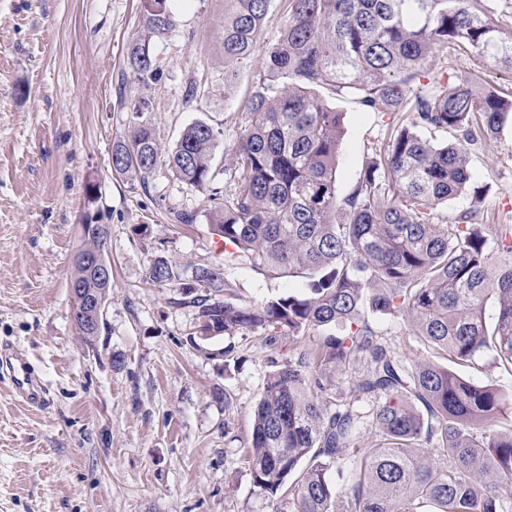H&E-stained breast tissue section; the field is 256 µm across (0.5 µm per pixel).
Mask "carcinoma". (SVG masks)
Segmentation results:
<instances>
[{"label":"carcinoma","mask_w":512,"mask_h":512,"mask_svg":"<svg viewBox=\"0 0 512 512\" xmlns=\"http://www.w3.org/2000/svg\"><path fill=\"white\" fill-rule=\"evenodd\" d=\"M168 2L143 9L145 35L129 48L140 81L159 76L149 44L175 26ZM270 6L227 0L224 85L254 59ZM493 13L490 0H288V22L266 42L245 126L224 155L232 189L209 220L225 260L244 259L270 279L301 273L310 295L241 305L218 265L192 269L205 272L192 294L168 258L148 267L151 282L175 289V304L203 315L219 307L195 336L280 328L297 340L323 331L298 356L274 363L254 409V487L271 500L287 491L291 512H335L340 496L345 512H512V429L498 428L501 394L431 360L404 365L370 321L400 317L448 362L471 366L490 353L512 374V226L477 222L475 207L452 224L436 213L450 199L484 194L470 152L512 121V88L489 87L477 75L421 82L447 49L512 71V26ZM321 88L390 115L342 196L344 113L317 94ZM148 109L145 101L133 106L130 141L112 147V167L143 181L163 155ZM424 128L456 132L457 142L428 141ZM217 147L215 129L196 122L165 164L203 189ZM358 361L364 369L348 396L329 404L331 375ZM367 422L372 436L364 441ZM347 454L354 467L338 487L328 472Z\"/></svg>","instance_id":"obj_1"}]
</instances>
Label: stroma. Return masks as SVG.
Wrapping results in <instances>:
<instances>
[{
	"label": "stroma",
	"instance_id": "obj_1",
	"mask_svg": "<svg viewBox=\"0 0 512 512\" xmlns=\"http://www.w3.org/2000/svg\"><path fill=\"white\" fill-rule=\"evenodd\" d=\"M225 0H169L173 29L152 38L157 80L139 81L128 48L143 34L142 0H0V341L25 355L46 390L31 405L0 381V512H289L253 485L247 459L253 409L271 359L293 351L287 335L193 337L196 310L155 284V255L184 273L223 265L238 302L293 293L303 275L268 279L225 263L207 213L229 189L224 153L244 124L256 63L224 85ZM449 83L480 74L512 86L493 61L444 51ZM147 101L153 133L170 150L196 122L222 134L214 179L198 189L157 163L148 179L119 173L115 140ZM342 112L337 190L347 193L380 137L385 116L328 96ZM479 204L458 197L437 209L449 223L478 206L481 223L512 225V125L471 151ZM179 212L194 215L181 224ZM110 227L112 290L96 348L71 319L68 283L81 227ZM404 363L432 357L405 321L375 318ZM460 375L496 388L512 425V375L480 356Z\"/></svg>",
	"mask_w": 512,
	"mask_h": 512
}]
</instances>
